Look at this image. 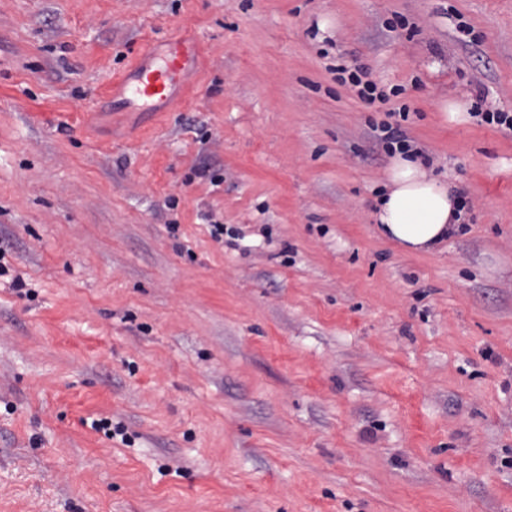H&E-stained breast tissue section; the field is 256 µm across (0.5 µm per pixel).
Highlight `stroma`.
Masks as SVG:
<instances>
[{
  "mask_svg": "<svg viewBox=\"0 0 512 512\" xmlns=\"http://www.w3.org/2000/svg\"><path fill=\"white\" fill-rule=\"evenodd\" d=\"M175 29L181 107L106 101ZM454 102L512 113V0H0V512H512V131ZM402 109L429 254L371 217ZM337 79L344 84H349L358 94V96L369 102L375 100L384 101L383 91H378L377 84L367 79V73L359 68L352 69L345 64L336 65ZM365 79V80H364ZM370 129L372 130L373 137L379 143H390L388 151L391 154H394L396 151L402 153H410L412 152V145L410 141L406 137L404 131L401 128V124L396 123L392 124L388 121H383L379 124H370ZM397 146L394 147L393 144Z\"/></svg>",
  "mask_w": 512,
  "mask_h": 512,
  "instance_id": "obj_1",
  "label": "stroma"
}]
</instances>
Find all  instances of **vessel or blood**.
<instances>
[{
  "label": "vessel or blood",
  "instance_id": "b4317fda",
  "mask_svg": "<svg viewBox=\"0 0 512 512\" xmlns=\"http://www.w3.org/2000/svg\"><path fill=\"white\" fill-rule=\"evenodd\" d=\"M199 61L198 42L186 33L171 32L164 53L154 56L152 63L137 62L128 75L111 81L109 93L134 108L153 102L177 107L180 91L188 76L197 71Z\"/></svg>",
  "mask_w": 512,
  "mask_h": 512
}]
</instances>
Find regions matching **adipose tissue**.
Wrapping results in <instances>:
<instances>
[{
    "mask_svg": "<svg viewBox=\"0 0 512 512\" xmlns=\"http://www.w3.org/2000/svg\"><path fill=\"white\" fill-rule=\"evenodd\" d=\"M458 187L428 176L420 161L395 155L374 205L377 233L407 253H431L456 231Z\"/></svg>",
    "mask_w": 512,
    "mask_h": 512,
    "instance_id": "obj_1",
    "label": "adipose tissue"
}]
</instances>
